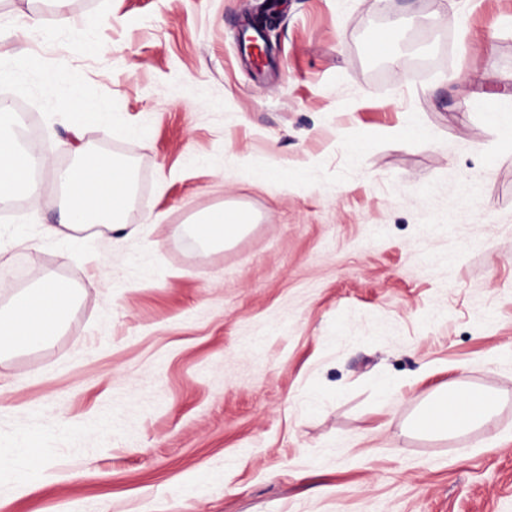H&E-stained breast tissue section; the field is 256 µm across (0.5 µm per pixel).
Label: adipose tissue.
<instances>
[{
    "label": "adipose tissue",
    "instance_id": "1",
    "mask_svg": "<svg viewBox=\"0 0 512 512\" xmlns=\"http://www.w3.org/2000/svg\"><path fill=\"white\" fill-rule=\"evenodd\" d=\"M37 163L33 149L20 140L15 113L0 106V202L23 192L38 194L39 184L34 176ZM57 180L61 221L47 226L48 237L75 247L98 226L111 232L116 246L134 236L146 237V225L124 221L131 194V177L125 167L87 151L58 173ZM250 224L244 211L222 208L185 225L184 232L202 247L217 248L234 242ZM74 304V289L51 276L38 287L16 292L7 308L0 310V360L48 345L61 333ZM498 407L499 399L494 394L451 385L424 398L406 428L416 435L445 438L489 424ZM43 442L40 430L23 429L18 434L16 451L25 456V469L15 470L0 460V478L12 481L17 495L26 494L42 478Z\"/></svg>",
    "mask_w": 512,
    "mask_h": 512
}]
</instances>
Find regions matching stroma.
<instances>
[{
    "label": "stroma",
    "mask_w": 512,
    "mask_h": 512,
    "mask_svg": "<svg viewBox=\"0 0 512 512\" xmlns=\"http://www.w3.org/2000/svg\"><path fill=\"white\" fill-rule=\"evenodd\" d=\"M262 3L0 0V95L45 167L0 206V307L76 291L50 344L0 361V454L22 467L32 427L46 462L0 512H512V0H283L258 67L238 37ZM60 10L97 24L21 31ZM82 144L128 166L148 242L47 238ZM225 207L254 218L233 245L178 235ZM448 384L496 394L494 422L402 432Z\"/></svg>",
    "instance_id": "1"
}]
</instances>
